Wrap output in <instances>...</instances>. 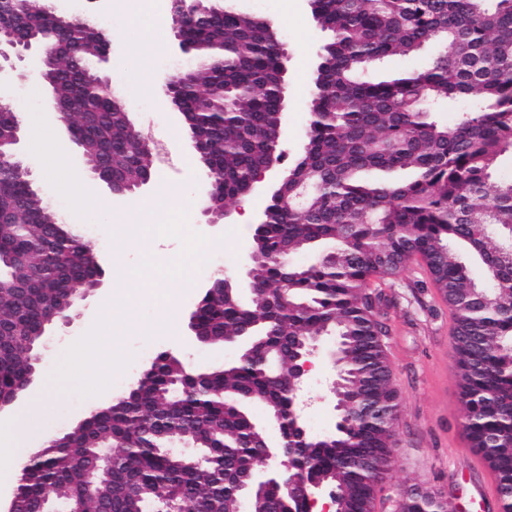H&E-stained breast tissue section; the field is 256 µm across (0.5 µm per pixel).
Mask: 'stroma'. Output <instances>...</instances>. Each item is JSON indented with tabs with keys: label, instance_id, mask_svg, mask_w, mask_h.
I'll return each instance as SVG.
<instances>
[{
	"label": "stroma",
	"instance_id": "35a3bbf8",
	"mask_svg": "<svg viewBox=\"0 0 512 512\" xmlns=\"http://www.w3.org/2000/svg\"><path fill=\"white\" fill-rule=\"evenodd\" d=\"M242 10L273 21L288 53L286 132L282 142V164L291 166L304 145L308 123L310 93L322 47L329 34L314 19L309 0H235ZM170 0H156L147 8L132 6L129 0H83L80 14L95 23L112 45L104 70L114 90L123 97L136 128L152 129L156 138L166 142L178 167H157L153 184L142 187L128 200H118L104 184H97L95 198L78 200L77 193L85 176L84 162L75 144L68 142L65 126L57 134L66 145L54 175H47L29 145L19 151L45 200L66 220L80 225L93 224L100 231L99 258L104 276L98 288L80 301L72 325L57 323L38 351L39 361L34 382L54 374L64 352L76 341L90 338L95 345L113 351L120 365L101 378L109 395L123 392L151 353L172 351L185 364L206 367L218 362L236 361L245 341L224 345L189 342V321L209 280V253L187 249L183 225L195 227L202 240L219 250L223 273L241 296L249 288L242 273V260L252 243L277 175H270L263 192L249 194L246 200L226 202V218L208 223L203 213L200 187L206 177L190 159L191 148L181 115L163 104L158 80L164 73L187 67L190 59L176 47L167 17ZM165 43L163 52L150 51L151 42ZM152 85H145V78ZM23 115H52L54 98L47 86L34 75L18 78L16 73L0 75V104ZM166 185L173 196L170 215L161 217L150 238L127 242L112 222L116 211L136 210L152 195L157 185ZM184 254L182 268L163 282L150 285L135 304L131 315H124L123 286L116 273L121 269H141L145 255L166 262ZM371 285L382 291L385 301L381 320L386 327L383 338L400 410L393 430L394 463L381 488L382 512H394L401 495L423 487L446 499L453 512H501L495 489L486 485L490 472L482 455L472 453L461 426V395L452 369V314L421 259H413L394 277L372 279ZM114 291L117 311L111 325L97 323L98 305L107 291ZM178 301L179 329L168 333L156 329L161 313L162 294ZM334 339H327L313 358L305 393L314 401L306 424L313 433L333 429L337 420L336 367L330 357ZM89 410L79 387L63 390L41 424L43 435H59L72 429Z\"/></svg>",
	"mask_w": 512,
	"mask_h": 512
}]
</instances>
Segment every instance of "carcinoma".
<instances>
[{"instance_id": "obj_1", "label": "carcinoma", "mask_w": 512, "mask_h": 512, "mask_svg": "<svg viewBox=\"0 0 512 512\" xmlns=\"http://www.w3.org/2000/svg\"><path fill=\"white\" fill-rule=\"evenodd\" d=\"M330 40L313 78L305 145L288 182L264 208L253 243L254 289L204 293L197 327L210 339H245L252 358L194 369L158 353L133 389L92 413L23 470L20 512H45L55 500L87 512H236L240 487L269 442L243 409L274 405L284 417L280 449L311 482L337 483L355 512L372 508L388 473L390 424L350 413L326 437H301L289 419L290 371L300 341L340 337L338 400L399 408L369 283L394 276L421 257L435 286L458 298L454 370L463 428L500 483L512 482V181H493L512 155V0H311ZM97 25L63 31L46 4L0 0V44L17 51L52 46L54 97L90 177L104 166L133 191L154 167L114 90L101 86L90 60L101 52ZM180 34L194 60L180 84L178 107L198 163L219 203L248 195L254 174L280 157L285 84L283 41L270 22L228 5L188 11ZM430 43L446 51L430 67L389 79L375 75L392 55ZM472 100L448 126L430 118L449 101ZM21 117L0 107V394L26 388L43 337L29 331L50 315L71 317L72 294L96 288L103 271L96 249L52 208L12 138ZM407 170L402 181L369 172ZM334 244L336 258L307 266L284 262L294 251ZM465 247L481 269L474 276L448 245ZM478 296L493 300L489 309ZM278 357L282 380L263 360ZM118 448L107 475L89 478L106 449ZM407 512H448L424 491L406 496ZM252 512H309L304 493H269Z\"/></svg>"}]
</instances>
